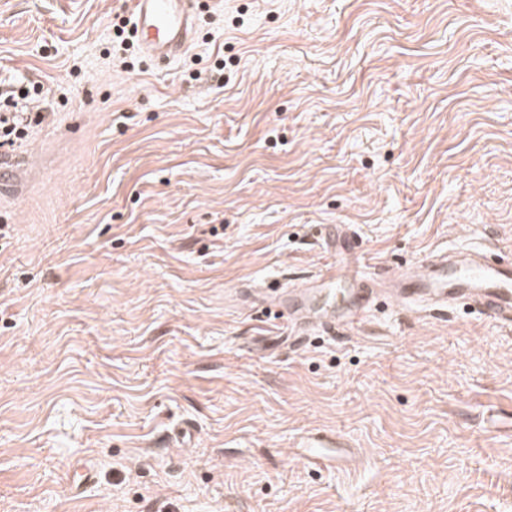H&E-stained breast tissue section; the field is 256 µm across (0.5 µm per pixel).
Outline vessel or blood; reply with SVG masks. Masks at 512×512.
Here are the masks:
<instances>
[{
  "instance_id": "vessel-or-blood-1",
  "label": "vessel or blood",
  "mask_w": 512,
  "mask_h": 512,
  "mask_svg": "<svg viewBox=\"0 0 512 512\" xmlns=\"http://www.w3.org/2000/svg\"><path fill=\"white\" fill-rule=\"evenodd\" d=\"M198 0H131L136 35L142 52L157 62L175 60L195 35ZM363 266L347 268L333 264L299 286L288 289L286 315L294 327L312 323L332 327L336 322L354 325L364 320L366 309L384 297L400 302L418 301L427 306L448 307L473 303L485 309L498 323L512 325V261L479 252H439L402 271L378 275V285L357 299L343 313L327 309L315 317L306 310L316 291L332 289L349 276L362 274ZM309 464L331 460L335 442L317 435L303 437Z\"/></svg>"
}]
</instances>
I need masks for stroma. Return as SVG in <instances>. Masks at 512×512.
<instances>
[{
  "label": "stroma",
  "instance_id": "35a3bbf8",
  "mask_svg": "<svg viewBox=\"0 0 512 512\" xmlns=\"http://www.w3.org/2000/svg\"><path fill=\"white\" fill-rule=\"evenodd\" d=\"M119 15L0 0L41 115L0 193V512H512V326L387 300L296 341L260 301L336 224L372 273L512 261V0H201L129 69ZM335 443V440L309 435L302 437L301 448H308L306 461L313 466H319L333 458L329 448H338Z\"/></svg>",
  "mask_w": 512,
  "mask_h": 512
}]
</instances>
